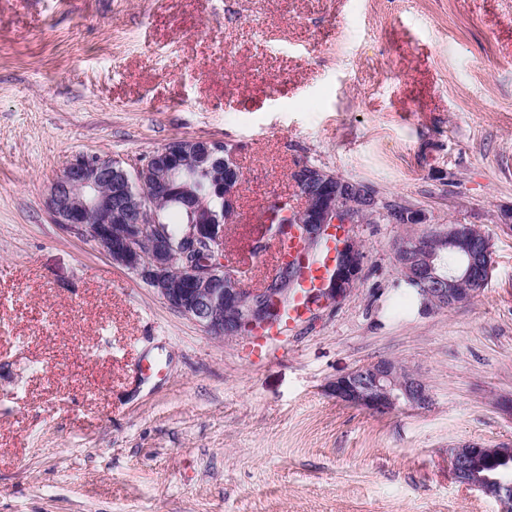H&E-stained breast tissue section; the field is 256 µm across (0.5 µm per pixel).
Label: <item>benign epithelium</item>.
Instances as JSON below:
<instances>
[{
	"mask_svg": "<svg viewBox=\"0 0 512 512\" xmlns=\"http://www.w3.org/2000/svg\"><path fill=\"white\" fill-rule=\"evenodd\" d=\"M177 139L130 167L98 155L78 154L52 183L46 205L65 231L94 243L113 264L136 274L172 309L217 338H235L273 321L294 280V265L280 263L252 288L247 274L224 260V225L234 222L242 176L234 151L218 140ZM190 170L216 177L214 209L201 196L183 198L178 181ZM300 203L290 210L303 236L323 239L331 224L354 227L384 212L393 224H424L426 216L399 206L380 208L365 184L327 170L299 164L290 172ZM191 217L180 238L162 229L158 200L168 193ZM439 240L458 258L456 273L444 276L437 266ZM404 282L419 290L424 306L444 309L473 299L488 281L493 256L490 242L475 225L448 224L428 236H406L394 249ZM364 253L354 234L342 242L325 302H338L356 288ZM328 390L347 404L388 413L403 407L424 409L432 402L428 384L405 373L396 362L380 359L330 381ZM486 449L468 441L448 448V463L457 482L497 499L502 512L512 509V475L480 474Z\"/></svg>",
	"mask_w": 512,
	"mask_h": 512,
	"instance_id": "1",
	"label": "benign epithelium"
}]
</instances>
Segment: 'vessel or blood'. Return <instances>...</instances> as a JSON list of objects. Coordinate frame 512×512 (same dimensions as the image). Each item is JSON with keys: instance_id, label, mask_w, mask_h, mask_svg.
I'll list each match as a JSON object with an SVG mask.
<instances>
[{"instance_id": "b4317fda", "label": "vessel or blood", "mask_w": 512, "mask_h": 512, "mask_svg": "<svg viewBox=\"0 0 512 512\" xmlns=\"http://www.w3.org/2000/svg\"><path fill=\"white\" fill-rule=\"evenodd\" d=\"M266 238L273 262L288 260L299 270V285L288 297L278 321L254 331L249 353L253 357L270 354L287 346L298 329L308 323L321 304V293L336 265L338 244L346 235L342 224L331 225L320 246H309L296 225H289L287 234H279L273 224H266Z\"/></svg>"}]
</instances>
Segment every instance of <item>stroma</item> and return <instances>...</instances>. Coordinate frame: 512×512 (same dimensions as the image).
Returning a JSON list of instances; mask_svg holds the SVG:
<instances>
[{
  "instance_id": "obj_1",
  "label": "stroma",
  "mask_w": 512,
  "mask_h": 512,
  "mask_svg": "<svg viewBox=\"0 0 512 512\" xmlns=\"http://www.w3.org/2000/svg\"><path fill=\"white\" fill-rule=\"evenodd\" d=\"M219 139L242 174L224 247L296 202L307 163L425 212L355 229L364 274L287 352L252 359L55 224L76 154L134 164ZM512 0H0V512H500L449 445L512 446ZM477 224L471 303L423 309L394 246ZM391 359L429 409L337 401Z\"/></svg>"
}]
</instances>
